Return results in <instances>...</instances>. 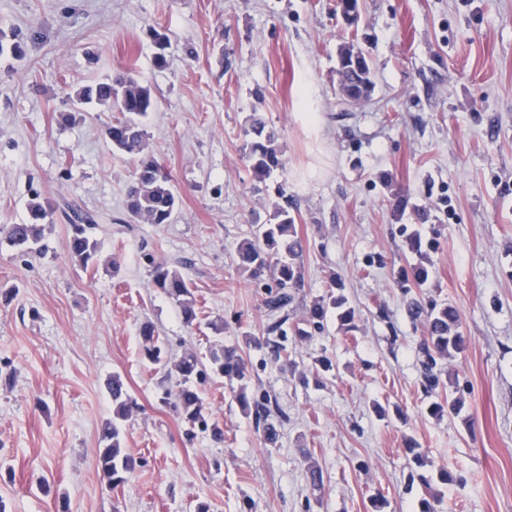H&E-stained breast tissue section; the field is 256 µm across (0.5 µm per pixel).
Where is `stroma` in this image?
<instances>
[{
	"label": "stroma",
	"instance_id": "1",
	"mask_svg": "<svg viewBox=\"0 0 512 512\" xmlns=\"http://www.w3.org/2000/svg\"><path fill=\"white\" fill-rule=\"evenodd\" d=\"M359 11L349 27L336 0H0V42L23 48L0 53V225L26 223L37 195L55 209L46 254L0 242L6 512H373L379 494L384 512H416L412 440L433 469L461 474L435 487L452 512H512V0H359ZM155 28L170 39L162 68ZM348 44L372 62V89L353 105L336 76ZM127 69L158 103L143 153L177 192L168 224L126 223L136 167L105 134L111 113L75 100ZM256 116L286 163L263 183L247 160ZM283 194L298 207L304 299L335 274L359 314L352 331L331 318L294 341L293 369L272 361L264 290L237 258ZM71 205L101 226L90 268L67 247ZM402 224L437 238L425 292L463 320L467 350L445 362L469 384L456 416H428L418 388L419 334L394 285ZM147 253L191 279L195 328L154 288ZM148 322L176 359L237 349L249 394L283 412L278 441L224 378L196 386L223 441L186 436L175 378L141 355ZM323 353L335 370L303 385ZM116 375L137 407L122 424L136 464L114 489L98 450ZM311 462L324 481L316 504Z\"/></svg>",
	"mask_w": 512,
	"mask_h": 512
}]
</instances>
